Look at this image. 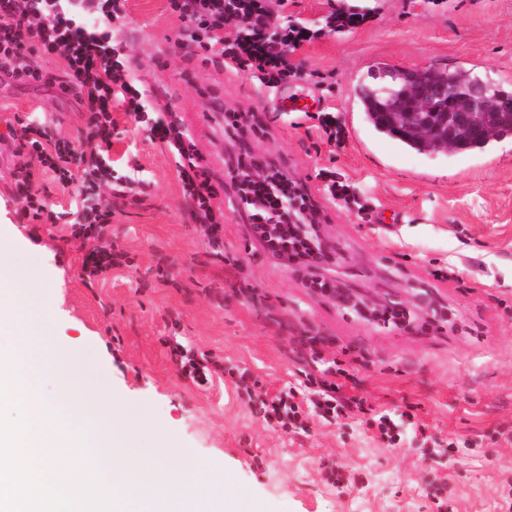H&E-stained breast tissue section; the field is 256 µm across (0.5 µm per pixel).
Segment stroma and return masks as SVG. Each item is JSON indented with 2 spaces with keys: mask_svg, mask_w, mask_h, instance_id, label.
I'll return each mask as SVG.
<instances>
[{
  "mask_svg": "<svg viewBox=\"0 0 512 512\" xmlns=\"http://www.w3.org/2000/svg\"><path fill=\"white\" fill-rule=\"evenodd\" d=\"M274 27L308 28L290 53L302 76L269 88L218 66L194 46H176L182 26L167 0H126L112 23L129 80L145 110L175 112L195 152L224 184L223 253L215 255L184 199L177 163L122 104L112 106L108 159L136 174L138 202H112L106 240L130 264L87 284V250L63 225L22 224L11 163L0 166V240L28 253L30 278L55 285L57 342L102 379L149 443L187 450L209 477L230 478L262 512H512V136L483 152L420 155L375 135L357 114L354 85L373 66L476 68L512 86V0H268ZM363 22L339 27L334 15ZM219 96L222 110L211 106ZM305 103L287 110L284 99ZM247 120L230 137L224 115ZM343 128L328 142L318 116ZM77 137L83 109L57 85L0 83V133L14 116ZM248 152L301 182L324 219L337 279L354 292L402 299L406 329L366 319L309 288L301 273L253 237L229 161ZM350 186L358 211L332 198ZM448 277L435 279L437 269ZM427 295L446 319L421 318ZM324 337L310 347L308 336ZM216 364L206 384L183 356ZM355 365L365 401L307 432L269 424L224 366L250 373L256 393L302 388L328 362ZM403 417L397 444L370 421ZM450 442L438 455L439 442ZM343 485L332 484L330 469Z\"/></svg>",
  "mask_w": 512,
  "mask_h": 512,
  "instance_id": "stroma-1",
  "label": "stroma"
}]
</instances>
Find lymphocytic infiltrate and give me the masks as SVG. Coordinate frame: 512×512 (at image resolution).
Listing matches in <instances>:
<instances>
[{
    "instance_id": "f902f5d3",
    "label": "lymphocytic infiltrate",
    "mask_w": 512,
    "mask_h": 512,
    "mask_svg": "<svg viewBox=\"0 0 512 512\" xmlns=\"http://www.w3.org/2000/svg\"><path fill=\"white\" fill-rule=\"evenodd\" d=\"M183 23L181 41L195 43L215 64L246 73L269 88L297 74L288 53L311 37L298 26L271 28L267 0H168ZM122 0H0V72L21 83L42 82L46 76L31 64L36 53L53 55L63 63L60 88L83 107L86 119L78 140L49 134L42 122L18 118L19 144L13 157V177L21 223H67L75 238L96 239L82 262L86 280L119 264L121 256L101 240L112 222V200L137 197L135 180L116 179L106 156L112 145V104L140 115L141 92L126 82L121 50L112 41V21L122 11ZM241 21L244 35L229 39L224 25ZM151 137L166 144L178 159L183 193L210 239H217L220 220L213 208L219 191L173 112H165L149 128ZM255 161L237 158L232 166L240 192L251 199L256 214L276 221L279 232L266 239V248L284 254L289 264L304 272L317 266L321 241L313 231L292 222V211L308 208V195L297 182L274 167L255 174ZM51 175L61 187L75 188L81 205L73 211L56 210L34 189L38 177ZM350 373L341 362L309 377L313 385L310 407L330 420L358 403L342 386Z\"/></svg>"
}]
</instances>
